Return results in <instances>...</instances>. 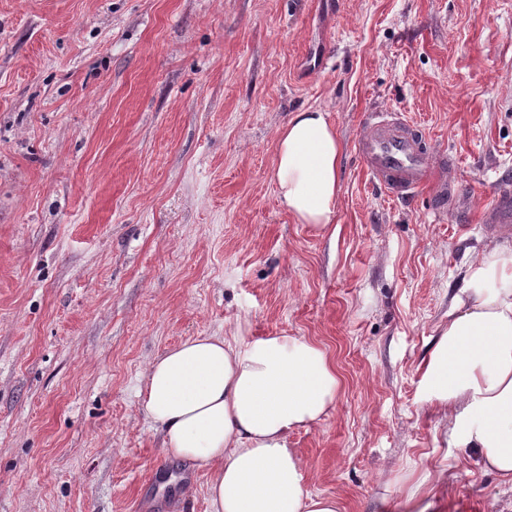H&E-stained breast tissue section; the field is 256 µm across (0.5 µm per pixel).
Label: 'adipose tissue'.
<instances>
[{"instance_id": "adipose-tissue-1", "label": "adipose tissue", "mask_w": 512, "mask_h": 512, "mask_svg": "<svg viewBox=\"0 0 512 512\" xmlns=\"http://www.w3.org/2000/svg\"><path fill=\"white\" fill-rule=\"evenodd\" d=\"M342 145L327 112L292 113L277 131L273 180L297 223L325 230L341 191ZM424 400L457 447L512 489V250L481 254L422 366ZM340 379L304 337L193 336L149 361L140 406L165 454L211 473V512H341L303 485L294 432L336 408Z\"/></svg>"}]
</instances>
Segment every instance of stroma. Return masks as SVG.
<instances>
[{"label":"stroma","instance_id":"stroma-1","mask_svg":"<svg viewBox=\"0 0 512 512\" xmlns=\"http://www.w3.org/2000/svg\"><path fill=\"white\" fill-rule=\"evenodd\" d=\"M343 144L336 222L273 181L291 112ZM402 112L465 210L401 200L357 151ZM512 191V0H0V512H210L136 390L191 336H302L341 379L288 438L312 492L392 512L425 470L447 512H512L454 447L419 366ZM483 221L492 227L508 229L507 235L511 234L512 223V194L501 192L495 203L483 214Z\"/></svg>","mask_w":512,"mask_h":512}]
</instances>
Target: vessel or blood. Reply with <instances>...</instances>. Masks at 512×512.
<instances>
[{
  "instance_id": "vessel-or-blood-1",
  "label": "vessel or blood",
  "mask_w": 512,
  "mask_h": 512,
  "mask_svg": "<svg viewBox=\"0 0 512 512\" xmlns=\"http://www.w3.org/2000/svg\"><path fill=\"white\" fill-rule=\"evenodd\" d=\"M358 151L375 183L394 196L408 200L427 189L439 206L452 208L458 204L457 183L441 176L422 131L402 113L383 110L369 114ZM483 221L493 227H512V194L500 193L484 212Z\"/></svg>"
}]
</instances>
